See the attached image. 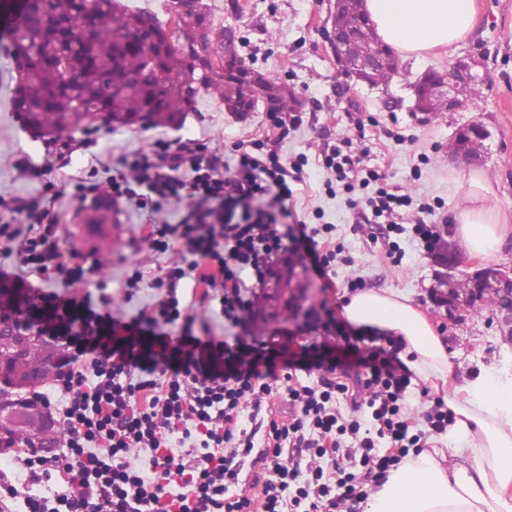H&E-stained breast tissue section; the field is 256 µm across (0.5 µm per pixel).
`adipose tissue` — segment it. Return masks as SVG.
I'll return each mask as SVG.
<instances>
[{
	"label": "adipose tissue",
	"mask_w": 512,
	"mask_h": 512,
	"mask_svg": "<svg viewBox=\"0 0 512 512\" xmlns=\"http://www.w3.org/2000/svg\"><path fill=\"white\" fill-rule=\"evenodd\" d=\"M377 38L404 59L421 58L467 39L474 0H364ZM464 205L453 238L470 256L497 258L512 242V211L475 170L459 182ZM341 314L360 331L399 337L409 369L443 387L456 416L444 448L409 455L392 468L363 512H512V356L495 375L459 377L426 315L398 290H364L340 299Z\"/></svg>",
	"instance_id": "ef3b65f1"
}]
</instances>
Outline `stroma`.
Here are the masks:
<instances>
[{
    "label": "stroma",
    "instance_id": "35a3bbf8",
    "mask_svg": "<svg viewBox=\"0 0 512 512\" xmlns=\"http://www.w3.org/2000/svg\"><path fill=\"white\" fill-rule=\"evenodd\" d=\"M215 26L234 29L241 55L254 69L291 87L299 103L298 125L288 137L277 140L265 110L229 112L221 99L199 96L194 111L185 113L179 126L130 128L117 123L80 120L62 135L40 137L11 110L7 87L13 82L8 53L9 24L0 23V195L26 203L44 197L45 182L68 177L83 179L91 188L85 197L63 195L54 203L61 216L60 241L64 260L89 268L83 286L93 300H121L124 281L134 269L146 278L164 276L170 254L153 251L143 237L147 211L119 202L114 204L116 238L110 244L86 238L77 218L97 195L93 185H106L112 168L124 155L149 151L156 140L196 139L233 164V146L251 138H275V147L288 160L306 156L303 182L294 184V209L312 227L333 225V239L342 259L330 274L333 286L321 290L303 262L266 288L260 301L261 317L246 330L250 336H270L281 327L296 331L297 341L308 344L306 313L321 300L338 303L352 280L365 288L397 289L410 294L454 356L459 376L471 377L491 370L503 344L512 345V325L486 301H478L454 314L433 300L437 266L426 240L414 231L422 205L434 208V231L451 239L452 218L463 203L456 179L473 168L484 171L502 205L512 206V0H475L473 35L439 57L400 61L399 72L388 85L356 86L347 81L326 48L322 22L333 0H207ZM479 57L489 72V82L465 99L462 107L431 121H421L413 110L411 84L425 71L447 70L455 59ZM480 122L489 133L479 158L464 161L448 153V141L457 127ZM365 165L386 176L389 189L411 197L403 214L405 225L396 240L401 260L392 263L381 241L370 229L357 224L344 192H330L322 164L324 152L341 139ZM68 141L72 150L68 166L46 179L20 177L21 164H41L46 152Z\"/></svg>",
    "mask_w": 512,
    "mask_h": 512
}]
</instances>
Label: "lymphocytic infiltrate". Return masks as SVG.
<instances>
[{
  "label": "lymphocytic infiltrate",
  "instance_id": "obj_1",
  "mask_svg": "<svg viewBox=\"0 0 512 512\" xmlns=\"http://www.w3.org/2000/svg\"><path fill=\"white\" fill-rule=\"evenodd\" d=\"M235 152L228 174L203 143L161 139L151 152L123 160L109 179L107 198L148 210L151 249L173 254L165 277L152 282L163 297L131 317L107 301L93 307L82 292L89 272L64 263L58 212L0 195V213L24 218L0 224L19 259L0 279L24 288L28 274H60L70 286L62 294L31 288L28 310L44 335L67 341L56 379L66 448L50 456L32 448L19 459L30 482L52 480L65 490L22 498L4 483L0 502L22 499L25 512H344L453 425V412L437 399L425 430L411 432L405 399L412 373L399 357V339L346 333L328 305L316 314L320 340L298 352L288 330L267 341L230 339L215 334L204 311L181 306L177 284L190 276L203 287L201 301H218L229 327L246 328L259 314V290L290 268L292 240L315 277L328 280L333 269L331 226L284 225L304 160L285 161L260 140L238 142ZM323 165L346 191L374 186L367 206L395 231L406 200L382 187L381 173L362 168L339 145ZM183 169L189 178H178ZM174 201L188 204L177 224L163 218ZM290 370L316 376V385L288 384V420L262 418L280 372ZM342 400L351 402L354 418L342 417ZM247 408L260 415L249 430L240 425ZM259 430L266 435L260 450ZM344 435L354 447L340 448ZM179 436L190 442L181 455L172 450ZM385 439L391 446L384 451L378 443ZM247 463L258 471L245 482Z\"/></svg>",
  "mask_w": 512,
  "mask_h": 512
}]
</instances>
